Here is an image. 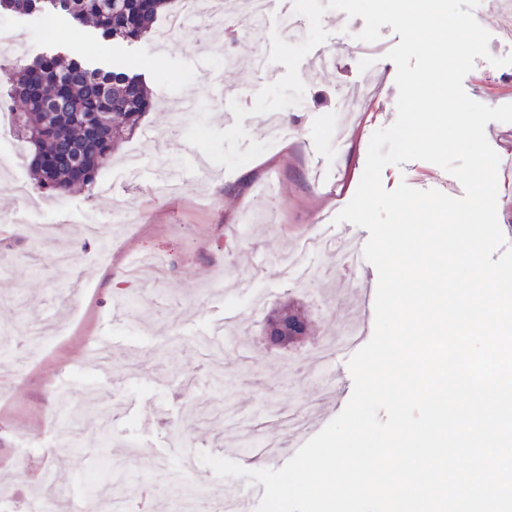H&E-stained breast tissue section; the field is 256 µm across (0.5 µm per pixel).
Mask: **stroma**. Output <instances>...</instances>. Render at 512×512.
Segmentation results:
<instances>
[{
  "mask_svg": "<svg viewBox=\"0 0 512 512\" xmlns=\"http://www.w3.org/2000/svg\"><path fill=\"white\" fill-rule=\"evenodd\" d=\"M293 11V0H275L258 35L226 42L223 28L196 21L165 45L152 40L99 46L112 64L142 74L153 93L139 128L120 144L91 188L64 198L19 196L11 187L34 182L27 144L11 133L0 138V480L12 483L8 512H26L35 497L30 470L47 471L83 495L100 468L104 446L123 464L113 491H101L99 512H114L113 498L137 500L142 489L161 488L160 512H174L180 492L170 483L184 456L206 451L250 469L281 468L291 458L255 457L246 445L261 433L278 435L274 414L289 415L301 402L315 405L323 422L346 406L353 390L347 366L311 367L316 350L346 319L363 284H376L372 265L354 271L338 254L301 255L302 239L328 232L329 221L348 204L361 179L374 131L393 123L396 67L383 56L355 50V30L342 13L326 10L325 49H339L334 69L302 61L300 104L285 108L291 137L229 171L209 162L185 139L195 108L179 109L181 97L206 103L210 126L226 129L227 99L244 108L256 93L280 79L272 64L257 72L258 52L269 51ZM15 53L32 58L56 46L85 53L94 30L61 23V38L43 36L41 16L6 15ZM381 89L366 101L351 93L365 75ZM472 99L491 107L512 103V66L477 59L463 80ZM406 182L419 190L464 193L461 183L425 161L389 165L386 189ZM115 245L108 273L82 282L79 257ZM177 250V273L159 288L155 302L130 299L119 307V283L129 256ZM263 295L254 304L255 295ZM302 304L316 326L298 347L268 348L262 331L269 313L286 301ZM237 321L232 342L213 359L212 331ZM112 353L113 384L101 381L87 338ZM93 399L95 419L109 423L108 438L91 427L74 433L62 410Z\"/></svg>",
  "mask_w": 512,
  "mask_h": 512,
  "instance_id": "obj_1",
  "label": "stroma"
}]
</instances>
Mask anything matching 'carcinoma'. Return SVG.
Here are the masks:
<instances>
[{
	"mask_svg": "<svg viewBox=\"0 0 512 512\" xmlns=\"http://www.w3.org/2000/svg\"><path fill=\"white\" fill-rule=\"evenodd\" d=\"M169 0H57L54 13L91 24L105 42L156 36V19ZM42 0H0V11L36 13ZM88 57L40 54L0 64V75L21 103L15 125L29 147L38 189L56 197L90 187L112 160L124 134L150 107L148 86L128 70L92 69Z\"/></svg>",
	"mask_w": 512,
	"mask_h": 512,
	"instance_id": "carcinoma-1",
	"label": "carcinoma"
}]
</instances>
